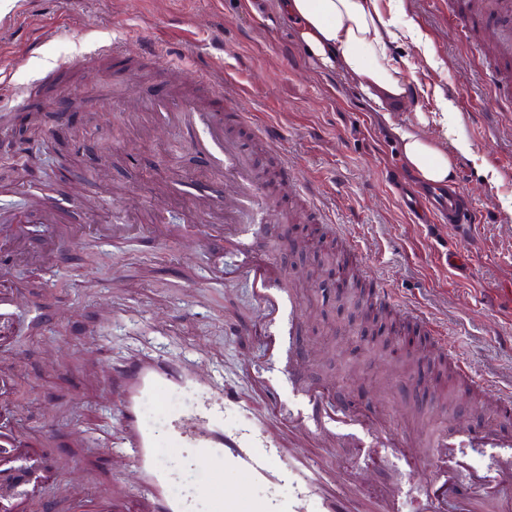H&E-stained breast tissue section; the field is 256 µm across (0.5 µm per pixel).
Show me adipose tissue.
Masks as SVG:
<instances>
[{"instance_id": "ef3b65f1", "label": "adipose tissue", "mask_w": 512, "mask_h": 512, "mask_svg": "<svg viewBox=\"0 0 512 512\" xmlns=\"http://www.w3.org/2000/svg\"><path fill=\"white\" fill-rule=\"evenodd\" d=\"M274 9L289 20L313 61L327 70H342L383 112L407 102L414 89L413 66L397 57L394 43L403 36L419 39L418 30L402 21V0H390L381 9L379 0H274ZM439 134L427 133L429 118L415 111L414 123L396 128L403 160L419 181L447 183L454 168V152H466L455 139V117L448 103H441Z\"/></svg>"}]
</instances>
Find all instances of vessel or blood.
Here are the masks:
<instances>
[{
    "label": "vessel or blood",
    "instance_id": "b4317fda",
    "mask_svg": "<svg viewBox=\"0 0 512 512\" xmlns=\"http://www.w3.org/2000/svg\"><path fill=\"white\" fill-rule=\"evenodd\" d=\"M486 9L490 16L489 32L495 36L503 53L512 54V0H488ZM181 120L185 128L204 129L206 138L200 143L201 151L232 175L224 187V214L229 218L224 226L225 246L235 247L242 256L240 268L243 274L260 285L261 310L267 314L285 310V300L268 293L280 277L279 267L265 256L248 252L245 242L237 237L238 225L250 222L262 205L253 166L226 136L223 123L211 114L188 111L182 113ZM440 221L467 232L476 228L478 214L474 207L464 205L455 194L448 193L443 197ZM198 387L194 374L174 364L133 365L123 373L117 422L132 436L129 448L136 468V483L153 497L155 512H187V503L168 492L170 475L162 464L155 433L142 422L141 403L143 399L169 389L198 390ZM303 394L312 417L325 426L323 438L328 447L363 437L368 426L364 414L344 408L328 413L323 393L310 385L304 387ZM237 405L231 392H224L219 397L201 393L199 403L189 416L172 422L170 437L179 447L197 450L205 473L240 470L247 472L256 483L268 486L270 494L262 502L259 512H307L308 499L318 490L316 463H308L301 469L292 466L285 459L279 442L261 427L225 429L223 414ZM364 445L366 448L390 449L408 469L429 470L430 476L423 485L416 512H446V504L452 498L457 501L456 512H483L482 499L488 482H495L501 488L512 487V456L506 455L496 460L492 476L479 475L471 479L469 496L457 494L460 459L464 452L512 447V437H504L491 428L438 430L427 448L413 449L397 430L383 426L371 439H365ZM364 512H406L401 490L381 488Z\"/></svg>",
    "mask_w": 512,
    "mask_h": 512
}]
</instances>
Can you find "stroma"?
I'll use <instances>...</instances> for the list:
<instances>
[{"mask_svg":"<svg viewBox=\"0 0 512 512\" xmlns=\"http://www.w3.org/2000/svg\"><path fill=\"white\" fill-rule=\"evenodd\" d=\"M404 4L423 41L395 52L415 66L419 88L388 121L352 79L313 66L272 0H14L0 15V89L27 91L6 110L16 124L39 113L43 128L19 154H0V294L9 303L0 315V421L23 440L26 462L52 475L19 496L22 512H113L116 494L125 512H144L147 497L126 495L132 462L103 380L136 360L175 359L236 390L285 447L345 482L348 459L295 441L290 357H270L274 328L250 283L229 274L237 255L198 242L224 173L198 151V132L166 124L160 106L169 99L209 95L208 111H228L229 136L256 166L283 156L295 166L300 185L280 188L292 221L277 222L270 208L242 232L281 267L282 294L305 312L283 325L326 402L369 411L414 439L430 423L512 433V417L476 410L498 406L499 389L512 388V98L490 81L483 43L449 31L450 0ZM450 83L455 109L471 107L455 126L469 151L457 155L452 181L477 209L469 236L405 209L433 188L407 170L389 127L437 111V92ZM63 97L71 111L59 110ZM33 207L53 210L56 223L17 225ZM62 228L71 242L53 248ZM353 243L362 281L392 288L426 330L398 335L374 324L351 334L335 286L296 279L315 256ZM435 334L456 340L488 381L482 398L460 384L443 389L417 367L436 354ZM263 376L280 383L278 403L266 400ZM196 402L178 390L143 405L145 423L163 436L171 493L205 486L192 512H214L225 488L240 486L244 512H255L264 488L233 471L202 482L195 450L165 439ZM424 478L383 450L358 474L364 494L383 482L411 493Z\"/></svg>","mask_w":512,"mask_h":512,"instance_id":"obj_1","label":"stroma"}]
</instances>
